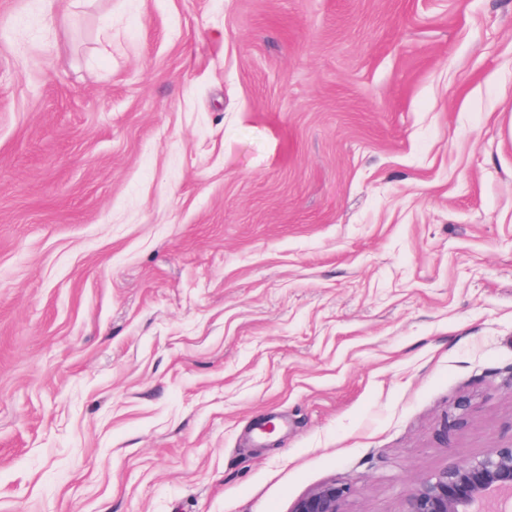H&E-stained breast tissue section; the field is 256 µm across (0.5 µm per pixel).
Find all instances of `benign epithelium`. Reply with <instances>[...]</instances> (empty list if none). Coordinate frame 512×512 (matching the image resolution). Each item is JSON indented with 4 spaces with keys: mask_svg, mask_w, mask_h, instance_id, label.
I'll list each match as a JSON object with an SVG mask.
<instances>
[{
    "mask_svg": "<svg viewBox=\"0 0 512 512\" xmlns=\"http://www.w3.org/2000/svg\"><path fill=\"white\" fill-rule=\"evenodd\" d=\"M350 492V484L332 480L298 498L290 512H343ZM503 496L512 499V443L418 480L402 512H499L494 501Z\"/></svg>",
    "mask_w": 512,
    "mask_h": 512,
    "instance_id": "1",
    "label": "benign epithelium"
}]
</instances>
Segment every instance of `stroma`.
Returning <instances> with one entry per match:
<instances>
[{
    "mask_svg": "<svg viewBox=\"0 0 512 512\" xmlns=\"http://www.w3.org/2000/svg\"><path fill=\"white\" fill-rule=\"evenodd\" d=\"M510 442L512 0H0V512Z\"/></svg>",
    "mask_w": 512,
    "mask_h": 512,
    "instance_id": "obj_1",
    "label": "stroma"
}]
</instances>
